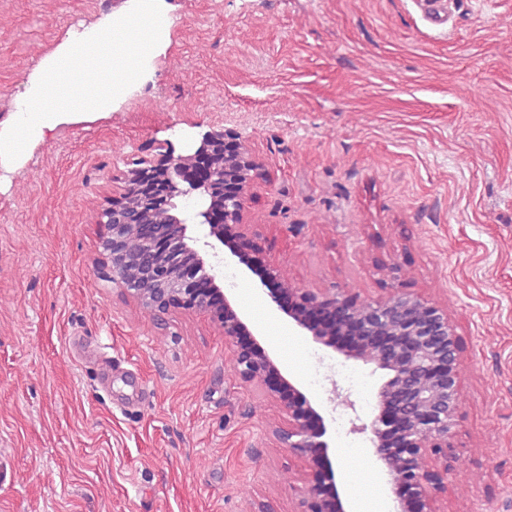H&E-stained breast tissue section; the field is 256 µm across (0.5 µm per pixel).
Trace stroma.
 Segmentation results:
<instances>
[{"mask_svg": "<svg viewBox=\"0 0 512 512\" xmlns=\"http://www.w3.org/2000/svg\"><path fill=\"white\" fill-rule=\"evenodd\" d=\"M168 0L169 44L111 118L60 126L0 174V512H295L288 415L229 367L203 313L149 316L98 280L97 213L124 158L222 128L264 164L233 296L260 255L290 282L447 307L462 348L461 466L441 512H512V0ZM121 0H0V121L67 32ZM284 376L321 401L341 476L377 477L354 419L385 371L297 339ZM354 409L327 406L315 358Z\"/></svg>", "mask_w": 512, "mask_h": 512, "instance_id": "obj_1", "label": "stroma"}]
</instances>
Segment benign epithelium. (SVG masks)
<instances>
[{
	"label": "benign epithelium",
	"instance_id": "obj_1",
	"mask_svg": "<svg viewBox=\"0 0 512 512\" xmlns=\"http://www.w3.org/2000/svg\"><path fill=\"white\" fill-rule=\"evenodd\" d=\"M262 167L251 145L226 130L204 134L184 154L163 141L126 160V170L112 177L118 192L97 214V223L110 230L100 279L158 318L176 309L205 313L231 348L234 376L288 413V428L275 426L272 435L311 471L299 512H349L343 499H355V492L348 485L343 498L337 488L324 417L281 374L221 286V247L250 231L247 201ZM184 197L194 198V205L178 213L177 200ZM132 199L140 203L134 213L127 209ZM159 208L169 209V223H148ZM132 237L139 238L136 251L129 247ZM254 267L263 270L258 288L269 298V312H283L314 342L386 371L377 413L353 431L368 436L392 495L391 512H441L431 491L443 489L448 478L462 374L448 310L399 287L384 298L362 300L347 291L298 288L256 256L249 264Z\"/></svg>",
	"mask_w": 512,
	"mask_h": 512
}]
</instances>
